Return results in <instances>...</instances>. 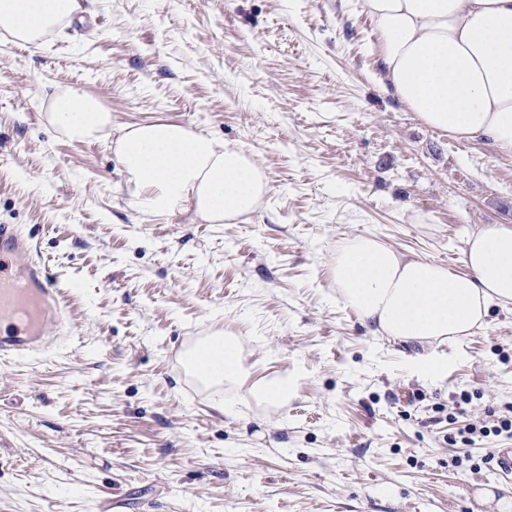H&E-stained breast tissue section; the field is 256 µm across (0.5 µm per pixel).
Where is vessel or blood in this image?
Wrapping results in <instances>:
<instances>
[{"label":"vessel or blood","mask_w":512,"mask_h":512,"mask_svg":"<svg viewBox=\"0 0 512 512\" xmlns=\"http://www.w3.org/2000/svg\"><path fill=\"white\" fill-rule=\"evenodd\" d=\"M61 290L32 257L29 237L0 224V359H25L47 347L64 319Z\"/></svg>","instance_id":"1"}]
</instances>
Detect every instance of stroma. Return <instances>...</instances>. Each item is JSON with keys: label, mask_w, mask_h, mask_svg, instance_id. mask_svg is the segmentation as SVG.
<instances>
[{"label": "stroma", "mask_w": 512, "mask_h": 512, "mask_svg": "<svg viewBox=\"0 0 512 512\" xmlns=\"http://www.w3.org/2000/svg\"><path fill=\"white\" fill-rule=\"evenodd\" d=\"M88 3L84 30L0 37V224L32 238L73 327L0 361V512H498L512 439L462 433L512 419V304L438 347L433 379L337 301L331 264L370 234L466 273L468 233L512 225V158L395 100L362 0ZM70 87L110 138L54 130ZM157 120L242 147L268 176L261 208L143 211L112 137ZM218 330L250 377L295 375L287 405L176 377Z\"/></svg>", "instance_id": "35a3bbf8"}]
</instances>
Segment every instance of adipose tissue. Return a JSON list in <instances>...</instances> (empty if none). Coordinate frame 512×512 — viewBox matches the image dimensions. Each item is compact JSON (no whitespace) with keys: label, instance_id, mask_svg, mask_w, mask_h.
Masks as SVG:
<instances>
[{"label":"adipose tissue","instance_id":"ef3b65f1","mask_svg":"<svg viewBox=\"0 0 512 512\" xmlns=\"http://www.w3.org/2000/svg\"><path fill=\"white\" fill-rule=\"evenodd\" d=\"M378 35L379 68L394 98L428 126L460 140L485 139L512 157V0H364ZM78 0H0V32L28 43L67 21ZM59 134L93 142L111 116L76 88L56 96ZM139 207L192 214L205 224L246 220L267 191L264 171L223 139L163 121L127 127L114 142ZM466 274L404 255L372 235L348 238L332 260L339 300L375 335L436 347L472 334L491 305L512 304V225L472 230ZM177 373L206 383L242 382L236 337L216 334L180 360Z\"/></svg>","mask_w":512,"mask_h":512}]
</instances>
